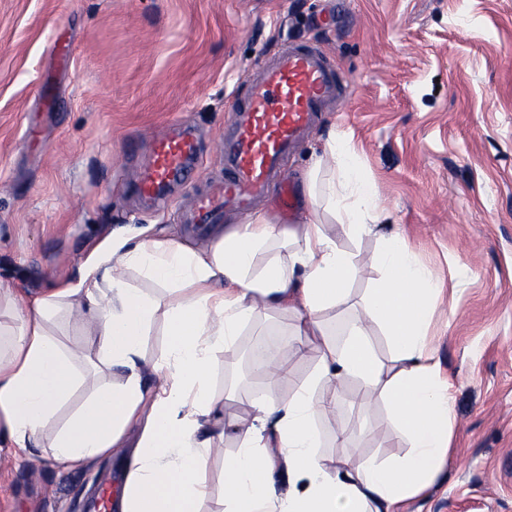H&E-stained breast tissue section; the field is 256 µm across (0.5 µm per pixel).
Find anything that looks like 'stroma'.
<instances>
[{
	"mask_svg": "<svg viewBox=\"0 0 512 512\" xmlns=\"http://www.w3.org/2000/svg\"><path fill=\"white\" fill-rule=\"evenodd\" d=\"M321 49L351 77L286 165L302 197L313 147L344 139L442 291L430 339L455 383L452 453L440 481L407 512H512V0H0V286L39 294L76 279L106 235L151 226L183 235L177 184L141 203L140 171L114 161L129 143L190 121L199 179L222 174L214 144L241 80L282 44ZM258 314L235 350L212 356L213 395L243 419L265 381L250 367ZM339 421L320 424L323 458L344 453V423L363 456L403 455L383 403L348 382ZM212 456L201 512H224V458ZM119 458L68 471L43 450L0 451V512H86L120 484Z\"/></svg>",
	"mask_w": 512,
	"mask_h": 512,
	"instance_id": "1",
	"label": "stroma"
}]
</instances>
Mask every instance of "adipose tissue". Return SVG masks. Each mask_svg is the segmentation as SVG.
Masks as SVG:
<instances>
[{
    "label": "adipose tissue",
    "mask_w": 512,
    "mask_h": 512,
    "mask_svg": "<svg viewBox=\"0 0 512 512\" xmlns=\"http://www.w3.org/2000/svg\"><path fill=\"white\" fill-rule=\"evenodd\" d=\"M305 190L293 228L258 212L214 230L202 250L143 230L114 233L93 247L77 281L33 296L0 287V447L46 448L79 471L117 454L139 427L119 512H199L207 462L231 434L241 444L224 459L225 512H401L425 493L453 438V384L427 343L439 280L416 264L401 233L382 237L369 262L383 279L342 340L331 338L325 316L346 303L361 265L336 237L377 233L385 211L332 136ZM131 271L156 293L130 287ZM261 311L292 318L295 335L320 337L318 363L291 398L263 394L249 419L227 420L211 391V354L235 349L242 325ZM158 322L166 347L150 359L144 342ZM374 324L390 341L389 361L373 349ZM65 331L88 347L66 344ZM354 380L388 405L403 456L359 459L341 426L345 456L329 464L320 455L318 424L338 415L340 390Z\"/></svg>",
    "instance_id": "adipose-tissue-1"
}]
</instances>
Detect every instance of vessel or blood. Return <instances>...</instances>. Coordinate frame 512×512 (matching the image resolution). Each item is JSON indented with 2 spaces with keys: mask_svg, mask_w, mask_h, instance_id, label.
I'll list each match as a JSON object with an SVG mask.
<instances>
[{
  "mask_svg": "<svg viewBox=\"0 0 512 512\" xmlns=\"http://www.w3.org/2000/svg\"><path fill=\"white\" fill-rule=\"evenodd\" d=\"M245 95L232 108L219 143L224 174L207 179L181 212V223L205 231L225 210L250 212L253 204L278 191L284 207L292 193L276 177L288 156L317 124L323 106L336 99L344 82L318 49L287 46L244 75ZM200 148L190 125L173 136L153 141L150 162L135 186L149 205L162 201L171 185L187 182Z\"/></svg>",
  "mask_w": 512,
  "mask_h": 512,
  "instance_id": "obj_1",
  "label": "vessel or blood"
}]
</instances>
